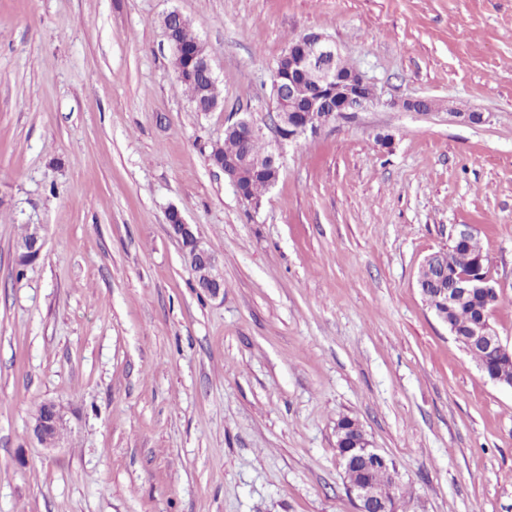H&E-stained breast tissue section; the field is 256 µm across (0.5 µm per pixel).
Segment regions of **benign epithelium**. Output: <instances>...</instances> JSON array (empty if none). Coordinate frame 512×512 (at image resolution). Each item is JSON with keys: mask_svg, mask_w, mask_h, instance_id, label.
<instances>
[{"mask_svg": "<svg viewBox=\"0 0 512 512\" xmlns=\"http://www.w3.org/2000/svg\"><path fill=\"white\" fill-rule=\"evenodd\" d=\"M284 56L288 58V85L275 89L272 98V118L279 141L290 142L309 130L316 132L374 103L375 95L366 93L373 86L358 70L342 74L336 69L340 52L324 34L311 32L299 36L288 46ZM302 71H312L316 75L313 89L304 95L300 94L297 84V75ZM168 222L173 235L188 250L189 268L196 287L211 299L224 297V275L212 247L196 234L193 225L185 221L179 210L169 211ZM44 246L41 227L36 225L30 230V258H38ZM474 293L489 299L497 294V290L490 278L473 274H458L441 290L446 305ZM448 331L466 351L477 347L506 348L487 317L474 323L465 333L455 327ZM61 423V408L53 401H45L30 424L29 435L39 444L47 445L50 435L60 431ZM336 447L342 449L338 456L344 466L349 463L348 448H362L369 455L384 457L364 432L346 436L336 430ZM345 492L354 512H398L395 492L378 499L362 482L345 484Z\"/></svg>", "mask_w": 512, "mask_h": 512, "instance_id": "1", "label": "benign epithelium"}]
</instances>
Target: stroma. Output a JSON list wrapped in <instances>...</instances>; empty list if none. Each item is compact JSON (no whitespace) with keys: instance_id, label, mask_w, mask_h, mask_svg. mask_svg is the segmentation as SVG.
Segmentation results:
<instances>
[{"instance_id":"obj_1","label":"stroma","mask_w":512,"mask_h":512,"mask_svg":"<svg viewBox=\"0 0 512 512\" xmlns=\"http://www.w3.org/2000/svg\"><path fill=\"white\" fill-rule=\"evenodd\" d=\"M173 9L221 110L177 80ZM309 32L377 102L281 144L272 73ZM415 98L436 107L399 109ZM239 116L281 152L257 208L208 161ZM173 208L222 298L196 288ZM30 224L45 246L22 267ZM466 225L512 348V0H0V512H353L343 416L395 460L404 512H512V389L416 284ZM47 400L51 449L28 437ZM168 27L166 28L165 37L167 40V44L169 50L171 52V56L174 57L177 61V64L183 58L184 50L191 52L195 49H202L205 53H207V49L203 42L192 32L190 22H187L185 26L176 30V39L180 43V45L172 38L170 34L171 27L175 26L178 23H182L184 21V17L178 11H171L167 16ZM168 222L175 237L182 241L188 250L189 268L194 276L196 287L209 298L218 299L224 295V275L212 247L199 237L193 224H188L178 209H171Z\"/></svg>"}]
</instances>
